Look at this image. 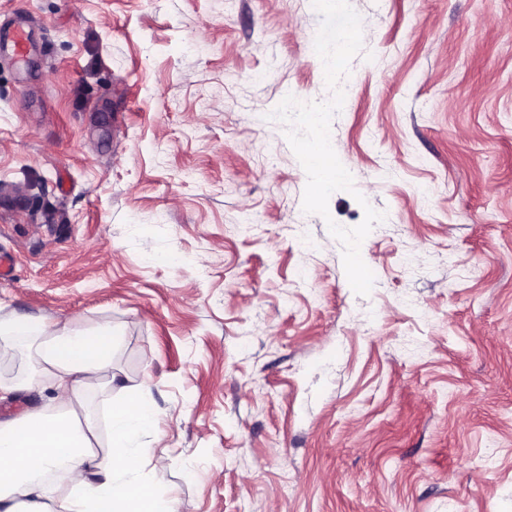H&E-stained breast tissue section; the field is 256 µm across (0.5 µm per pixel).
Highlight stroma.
<instances>
[{"label":"stroma","mask_w":512,"mask_h":512,"mask_svg":"<svg viewBox=\"0 0 512 512\" xmlns=\"http://www.w3.org/2000/svg\"><path fill=\"white\" fill-rule=\"evenodd\" d=\"M349 2L325 219L272 117L332 97L312 0H0V314L111 323L97 456L143 390L177 512H512V0ZM29 34L22 28H10L0 31V50L12 53L21 59L29 52Z\"/></svg>","instance_id":"35a3bbf8"}]
</instances>
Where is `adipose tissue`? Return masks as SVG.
I'll use <instances>...</instances> for the list:
<instances>
[{
    "mask_svg": "<svg viewBox=\"0 0 512 512\" xmlns=\"http://www.w3.org/2000/svg\"><path fill=\"white\" fill-rule=\"evenodd\" d=\"M17 340L36 365L28 387L51 389L53 408L0 421V512H176L169 492L140 476L143 465L168 466L166 455L148 453L139 441L144 433L156 446L165 438L148 400L113 406L109 463L95 468L94 428L80 416L86 389L114 379L111 325L88 333L44 318L0 317V342Z\"/></svg>",
    "mask_w": 512,
    "mask_h": 512,
    "instance_id": "obj_1",
    "label": "adipose tissue"
}]
</instances>
